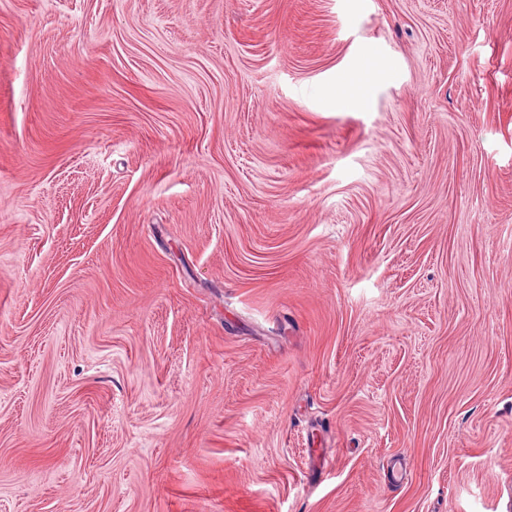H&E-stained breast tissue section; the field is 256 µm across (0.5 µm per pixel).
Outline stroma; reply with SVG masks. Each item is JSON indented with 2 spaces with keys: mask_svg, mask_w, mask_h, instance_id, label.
I'll return each mask as SVG.
<instances>
[{
  "mask_svg": "<svg viewBox=\"0 0 512 512\" xmlns=\"http://www.w3.org/2000/svg\"><path fill=\"white\" fill-rule=\"evenodd\" d=\"M0 512H512V0H0ZM382 75L383 69L380 68L374 61H368L364 67V87L359 91L350 93L348 95V99L354 103L356 107H365L368 103V91L366 88L370 87Z\"/></svg>",
  "mask_w": 512,
  "mask_h": 512,
  "instance_id": "stroma-1",
  "label": "stroma"
}]
</instances>
